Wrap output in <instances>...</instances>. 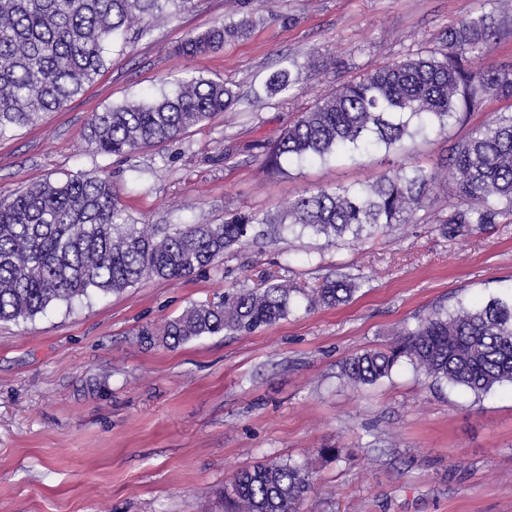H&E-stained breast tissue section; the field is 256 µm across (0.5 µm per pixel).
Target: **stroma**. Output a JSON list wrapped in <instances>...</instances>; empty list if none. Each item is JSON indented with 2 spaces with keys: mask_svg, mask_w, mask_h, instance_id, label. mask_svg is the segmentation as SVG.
Returning a JSON list of instances; mask_svg holds the SVG:
<instances>
[{
  "mask_svg": "<svg viewBox=\"0 0 512 512\" xmlns=\"http://www.w3.org/2000/svg\"><path fill=\"white\" fill-rule=\"evenodd\" d=\"M497 14L492 62L512 65V16L498 0H190L144 17L107 45L84 92L0 138V193L105 173L131 224H218L226 213L276 215L306 192L361 188L397 165L431 170L498 112L396 148L261 163L298 112L336 85L422 50L441 51L463 16ZM250 18L246 37L197 57L187 33ZM293 60L295 85L253 107ZM224 83L234 105L179 138L128 156L95 153L93 113ZM452 184L439 182L417 223L328 245L311 233L246 239L188 278H146L33 319L0 322V512H224V486L263 462H308L303 512H512V386L482 398L403 362L372 385L346 358L384 348L438 307L512 295V224L444 228ZM299 286L294 308L252 333L224 331L176 348L140 331L268 275ZM352 278V298L309 307L305 289ZM336 448L339 458L326 456Z\"/></svg>",
  "mask_w": 512,
  "mask_h": 512,
  "instance_id": "1",
  "label": "stroma"
}]
</instances>
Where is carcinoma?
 <instances>
[{
    "instance_id": "obj_1",
    "label": "carcinoma",
    "mask_w": 512,
    "mask_h": 512,
    "mask_svg": "<svg viewBox=\"0 0 512 512\" xmlns=\"http://www.w3.org/2000/svg\"><path fill=\"white\" fill-rule=\"evenodd\" d=\"M169 3L180 8L187 0H0V138L79 95L104 69L106 44ZM248 27L246 18L213 26L188 35L177 50L204 55ZM498 35L494 15L470 14L449 28L447 51L418 52L337 86L288 125L267 155L266 169L279 170L283 157L389 148L410 135L414 118L442 131L490 97L512 100V65H473L488 58ZM292 84L291 71L282 68L267 88L280 93ZM232 103L224 84L192 78L171 96L93 113L88 144L103 155L131 154L178 138ZM443 176L454 185L446 223L511 219L512 113L490 118L458 141L443 170L399 165L363 189L301 195L279 220L236 212L222 224H128L112 184L99 174L1 194L0 321L26 320L52 305H69L93 291L118 292L144 278L189 277L223 259L257 224L274 232L299 227L334 244L348 233L357 239L389 224L411 223ZM356 290L351 279L331 280L313 291L309 304L333 306ZM294 292L286 282L240 289L218 305H195L158 328L147 327L141 336L175 347L224 330L251 333L289 314ZM404 359L477 397L512 384V301L436 309L405 330L396 346L346 359L343 374L354 385L372 384ZM311 483L312 473L296 461L258 464L224 487V509L300 512Z\"/></svg>"
}]
</instances>
